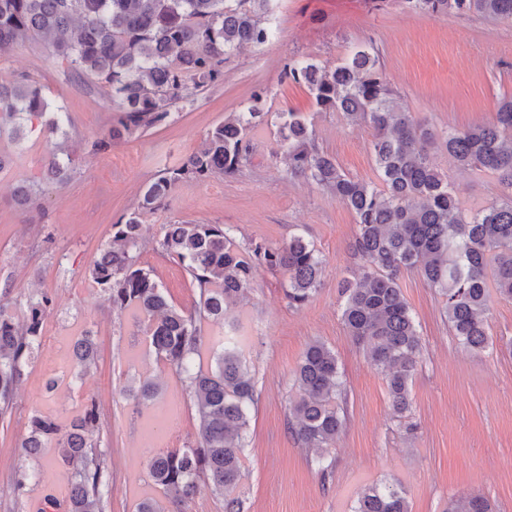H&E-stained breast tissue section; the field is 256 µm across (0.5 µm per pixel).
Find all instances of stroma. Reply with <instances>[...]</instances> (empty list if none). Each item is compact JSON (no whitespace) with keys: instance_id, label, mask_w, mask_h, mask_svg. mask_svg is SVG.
Instances as JSON below:
<instances>
[{"instance_id":"stroma-1","label":"stroma","mask_w":512,"mask_h":512,"mask_svg":"<svg viewBox=\"0 0 512 512\" xmlns=\"http://www.w3.org/2000/svg\"><path fill=\"white\" fill-rule=\"evenodd\" d=\"M268 23L273 40L232 55L222 81L177 104L164 124L101 151L93 145L112 124L108 86L73 75L40 43L0 53V82L28 75L68 112L65 148L73 166L68 181L52 180L44 169L51 145L41 134L18 140L0 134V155L7 160L0 170V304L20 323L29 299L44 293L53 299L12 409L0 415V512H37L47 494L69 493L71 475L57 463L56 448L30 456L21 444L33 413L66 422L93 400L106 416L100 449L112 491L104 512H136L146 498L169 504L170 493L152 481L147 462L154 453L195 441L194 400L184 376L157 361L135 316L114 311L89 274L113 224L136 208L148 181L179 165L225 117L246 111L253 91L264 87L266 111L305 113L322 150L351 176L378 183L370 128L338 112L317 111L305 86L283 79L289 59L333 66L352 44L373 43L404 111L438 132L491 123L501 100L512 96L511 19L476 12L428 15L404 9L399 0H387L379 10L368 0H274ZM276 138L270 125L251 132V162L240 176L180 182L163 208L145 215L138 252L168 300L188 311L196 290L182 267L158 249L165 225L221 224L242 245H278L300 233L325 260L319 290L304 306L289 305L282 273L262 268L247 299L233 303L227 315L242 322L250 339L257 395L243 450L244 512H351L360 488L385 479L405 488L411 512H444L449 501L474 494L486 497L495 512H512V353L506 348L512 300L491 294L494 347L474 354L451 335L437 289L417 271L402 272L399 284L422 351L412 406L397 416L381 374L341 321L339 284L359 264L351 247L354 215L316 185L289 178ZM434 162L466 207L485 206L500 192L491 175L459 170L447 154H436ZM32 182L39 187L36 199L18 203L16 187ZM87 333L96 357L84 373L72 347ZM316 339L335 351L347 387L346 428L322 461L288 430L295 370ZM147 378L159 393L134 405L127 392ZM52 380L58 387L46 392ZM409 421L418 426L411 436L404 429ZM324 463L332 467L326 481ZM21 470L36 478L18 497L11 487Z\"/></svg>"}]
</instances>
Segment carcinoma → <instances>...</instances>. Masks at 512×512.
Here are the masks:
<instances>
[{
	"label": "carcinoma",
	"instance_id": "obj_1",
	"mask_svg": "<svg viewBox=\"0 0 512 512\" xmlns=\"http://www.w3.org/2000/svg\"><path fill=\"white\" fill-rule=\"evenodd\" d=\"M272 0H0V48L40 37L53 59L78 76L112 89L117 109L100 148L166 122L177 103L224 77V63L243 47H260L273 37L266 22ZM425 14L476 12L512 19V0H400ZM288 80L305 85L316 107L341 112L372 129L369 147L381 185L347 175L336 158L317 145L301 112H280L279 148L288 159V177L304 179L333 194L356 218L353 251L362 260L354 280L340 285L342 320L370 364L383 374L393 410L409 411L410 385L421 356V336L399 285L413 269L439 290L448 325L462 347L480 353L493 345L487 331L489 288L512 299V97L500 102L493 123L438 134L425 122L399 111L397 93L387 81L377 49L353 46L334 67L293 60ZM267 91L252 94L245 112H234L209 130L200 147L174 168L148 182L137 207L112 225V238L94 261L93 282L112 308L135 311L145 336L163 362L185 374L198 415L196 445L160 451L147 463L155 484L175 492L174 512L193 495L205 476L224 497V512H244L238 493L244 470L243 448L255 386L247 367V345L237 324L224 330L216 368L203 371L193 358L202 344V321L224 320L227 304L252 288L260 267L286 276L288 303L301 307L319 290L325 269L320 252L303 235L281 245L254 241L242 247L222 224H168L160 252L182 265L197 289L194 309L172 304L152 271L139 265L144 215L161 208L184 179L214 174L233 177L250 162L249 132L270 120L263 110ZM50 103L24 75L0 83V120L17 119L13 129L40 125L46 140L66 138L68 113H49ZM442 151L464 171L495 177L499 197L478 209L466 208L448 176L433 163ZM70 160L51 151L45 167L65 176ZM51 299L43 294L26 307L19 329L0 306V413L13 399L41 336ZM95 346L83 339L76 363L88 370ZM299 396L288 430L298 443L324 459L345 427V385L336 354L312 341L295 372ZM103 413L90 403L67 423L42 414L29 418L22 448L37 455L53 445L72 476L67 512H102L110 475L95 436ZM352 512H411L405 488L396 481L366 485ZM446 512H494L481 495Z\"/></svg>",
	"mask_w": 512,
	"mask_h": 512
}]
</instances>
